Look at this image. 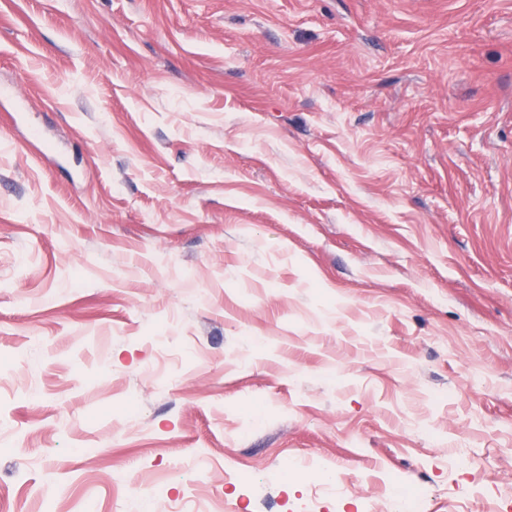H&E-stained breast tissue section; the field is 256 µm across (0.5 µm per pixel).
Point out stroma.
<instances>
[{
    "mask_svg": "<svg viewBox=\"0 0 512 512\" xmlns=\"http://www.w3.org/2000/svg\"><path fill=\"white\" fill-rule=\"evenodd\" d=\"M1 86L0 512H512V0H0Z\"/></svg>",
    "mask_w": 512,
    "mask_h": 512,
    "instance_id": "stroma-1",
    "label": "stroma"
}]
</instances>
